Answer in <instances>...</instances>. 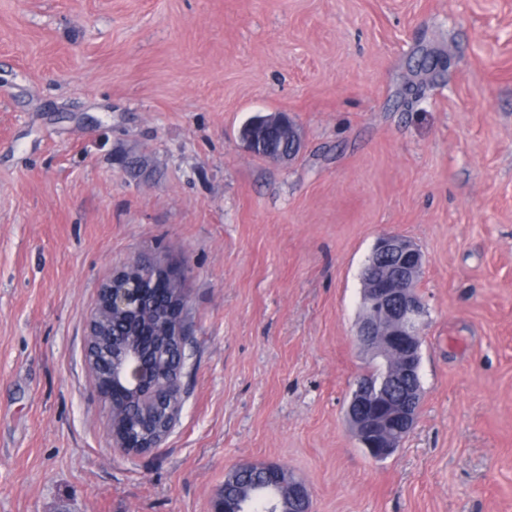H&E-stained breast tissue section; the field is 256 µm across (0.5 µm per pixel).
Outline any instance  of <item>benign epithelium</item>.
Instances as JSON below:
<instances>
[{"instance_id": "7a95c632", "label": "benign epithelium", "mask_w": 512, "mask_h": 512, "mask_svg": "<svg viewBox=\"0 0 512 512\" xmlns=\"http://www.w3.org/2000/svg\"><path fill=\"white\" fill-rule=\"evenodd\" d=\"M275 126L283 146L270 153L269 160L285 162L300 151L301 134L286 112L253 118L250 133L242 138L253 153L263 148L262 137ZM424 268L421 249L396 234L380 236L365 266L361 288L362 317L357 328L361 347L382 368L379 377L360 381L348 405V420L362 448L377 460L387 457L414 428L418 418L421 388V336L425 308L418 288ZM171 270L162 273L152 263L133 260L113 274L101 289V299L92 317L103 310L118 316L110 346L95 350L96 338L88 330L86 358L104 372L114 447L128 453L156 448L178 421L181 405V374L185 357L178 342L173 364L152 357L153 344L132 334L146 297ZM168 406V430L151 432L154 410ZM139 413L142 427L126 430L127 409ZM269 483L278 486L272 501L275 512H309V490L305 484L286 476L275 463L254 466Z\"/></svg>"}]
</instances>
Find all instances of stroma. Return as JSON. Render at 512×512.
Here are the masks:
<instances>
[{"label":"stroma","instance_id":"35a3bbf8","mask_svg":"<svg viewBox=\"0 0 512 512\" xmlns=\"http://www.w3.org/2000/svg\"><path fill=\"white\" fill-rule=\"evenodd\" d=\"M278 111L280 164L239 139ZM384 233L422 249L427 318L376 462L346 412ZM136 257L184 275L192 360L129 454L85 348ZM268 462L311 512H512V0H0V512H213ZM271 126H276L279 129L283 146L271 152L268 159L273 162H285L293 159L300 151L302 137L287 112L254 117L250 133L245 137H241L242 142L255 154L258 150H262L263 143L261 138Z\"/></svg>","mask_w":512,"mask_h":512}]
</instances>
